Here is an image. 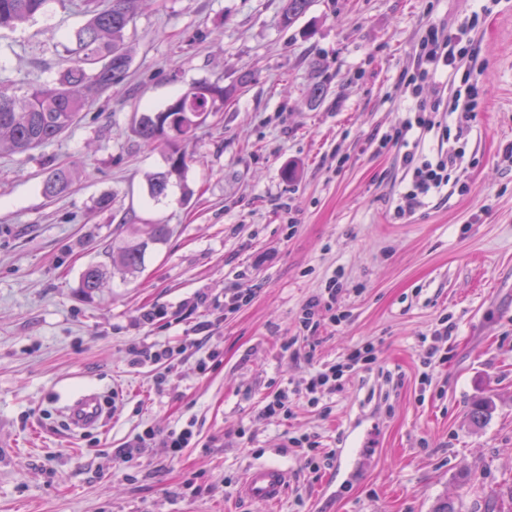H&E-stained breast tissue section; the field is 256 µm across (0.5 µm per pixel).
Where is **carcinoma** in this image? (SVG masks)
<instances>
[{
	"label": "carcinoma",
	"instance_id": "carcinoma-1",
	"mask_svg": "<svg viewBox=\"0 0 512 512\" xmlns=\"http://www.w3.org/2000/svg\"><path fill=\"white\" fill-rule=\"evenodd\" d=\"M52 0H0V30H14L46 15ZM144 0H80L83 24L72 28L64 50L72 65L50 84L22 89L11 80L0 83V151L25 154L64 135L94 102L128 74L132 53L127 33ZM313 0H286L283 23L293 25ZM237 92V86L192 85L158 112H143L136 135L148 146L159 144L167 168L149 179V194L167 196L171 179L183 180L189 159L180 143L193 137L209 116ZM77 178L72 166H53L42 182V194L55 199L67 194ZM127 235L106 251L109 263H90L80 276V288L91 294L101 288L107 268L134 275L145 264L149 246L170 236L167 224L121 225Z\"/></svg>",
	"mask_w": 512,
	"mask_h": 512
}]
</instances>
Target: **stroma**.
I'll list each match as a JSON object with an SVG mask.
<instances>
[{"label":"stroma","mask_w":512,"mask_h":512,"mask_svg":"<svg viewBox=\"0 0 512 512\" xmlns=\"http://www.w3.org/2000/svg\"><path fill=\"white\" fill-rule=\"evenodd\" d=\"M284 4L149 0L128 32L127 78L57 141L0 153V512H268L235 497L263 462L290 475L276 512H431L446 496L484 512L512 494V0H314L289 27ZM476 9L477 106L462 121L437 116L464 154L460 184L398 215L403 150L381 140L409 116L401 79L429 23L454 28ZM82 21L54 2L0 31L8 77L54 79ZM318 76L327 92L314 101ZM204 81L238 91L185 143L183 183L150 199L163 151L133 117ZM70 162L72 191L46 199L50 166ZM124 223L171 234L143 272L85 295L82 269ZM335 278L344 320L300 336L303 305ZM235 293L249 303L224 310ZM444 318L452 332L438 342ZM198 342L219 354L204 374ZM366 344L374 364L345 371L341 391L315 407L291 396L287 425L259 419L269 392ZM434 344L447 358L429 367ZM147 346L177 356L136 360ZM64 391L111 402L103 427L72 435ZM485 398L492 413L473 425ZM189 423L195 444L165 448L161 435ZM148 428L157 440L120 466L119 449ZM363 429L371 449L350 480L334 465L313 472L286 438L329 451Z\"/></svg>","instance_id":"35a3bbf8"}]
</instances>
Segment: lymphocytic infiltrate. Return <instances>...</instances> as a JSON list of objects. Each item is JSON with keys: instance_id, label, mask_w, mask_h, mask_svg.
<instances>
[{"instance_id": "lymphocytic-infiltrate-1", "label": "lymphocytic infiltrate", "mask_w": 512, "mask_h": 512, "mask_svg": "<svg viewBox=\"0 0 512 512\" xmlns=\"http://www.w3.org/2000/svg\"><path fill=\"white\" fill-rule=\"evenodd\" d=\"M475 25L472 19L455 30L444 23L429 24L427 37L417 56L416 69L404 81L413 100L415 116L403 121L388 136L389 141L404 145L402 163L411 175L410 184L398 199V213L412 211L422 205L425 197L442 191L451 178L452 170L458 166L459 151L451 150L431 160L422 156L420 139L437 128V113L445 110L466 113L471 109L477 86L472 70L465 67L464 61L474 57L476 51L473 46L465 44L464 38ZM440 75L446 76L449 83L457 87L452 104H445L440 98L429 100L421 95L422 83Z\"/></svg>"}]
</instances>
